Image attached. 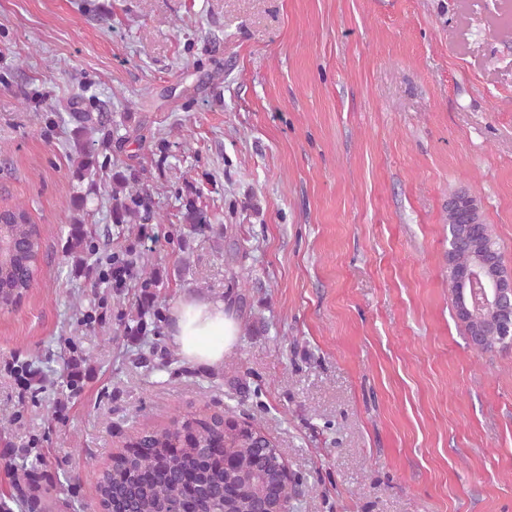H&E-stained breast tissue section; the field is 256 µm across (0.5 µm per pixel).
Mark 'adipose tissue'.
Returning <instances> with one entry per match:
<instances>
[{
  "label": "adipose tissue",
  "instance_id": "obj_1",
  "mask_svg": "<svg viewBox=\"0 0 512 512\" xmlns=\"http://www.w3.org/2000/svg\"><path fill=\"white\" fill-rule=\"evenodd\" d=\"M172 341L188 361L213 365L237 340L236 314L218 299L185 296L176 306Z\"/></svg>",
  "mask_w": 512,
  "mask_h": 512
}]
</instances>
